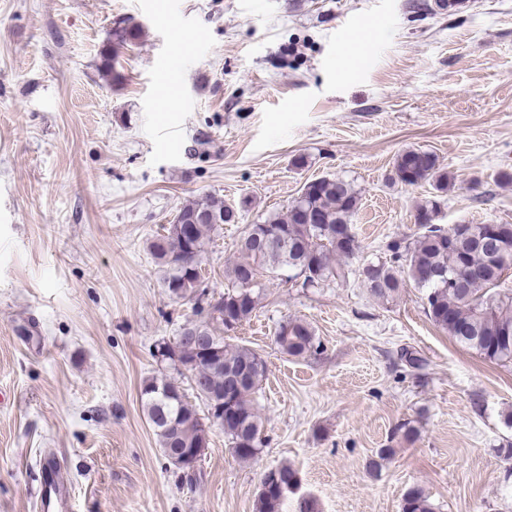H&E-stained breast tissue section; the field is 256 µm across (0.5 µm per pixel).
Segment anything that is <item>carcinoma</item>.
Listing matches in <instances>:
<instances>
[{
	"mask_svg": "<svg viewBox=\"0 0 512 512\" xmlns=\"http://www.w3.org/2000/svg\"><path fill=\"white\" fill-rule=\"evenodd\" d=\"M113 46L140 38V29L122 20L113 32ZM392 179L404 186L430 182L439 192L448 191V173L439 168L434 154L421 149L401 152L395 159ZM358 197L351 184L340 178L320 177L307 182L286 212L275 213L261 224H252L236 243V257L227 268L230 287L221 295L224 316L192 322L223 358L217 367L206 347L189 341H162L155 352L164 362L187 376L196 398L211 415L202 417L183 388L167 378H152L141 388L142 408L165 457L171 452L208 448L210 425L224 431L236 458L249 463L262 452V417L254 395L266 377L265 360L256 352L226 342L224 333L251 319L259 306L255 287L259 277L299 274L311 265L317 277L303 286L319 288L327 282L343 283L352 270L348 260L355 254L352 217ZM240 208L224 199L207 196L182 203L175 217L190 226V236L181 240L162 235L150 243V252L162 267V287L173 300H185L204 280L202 254L210 232L219 224H236ZM438 200L417 209L420 229L410 242L387 244L389 258L369 262L359 271L370 293L383 301L396 299L409 285L425 290L424 310L430 320L457 342L485 360L512 363L511 274H503L488 247L472 244V237L487 233L486 224H459L450 230L435 223ZM275 342L280 351L300 358L316 353L321 342L310 323L289 318L280 323ZM288 489H260L256 512H281ZM401 512H435L423 489L406 490Z\"/></svg>",
	"mask_w": 512,
	"mask_h": 512,
	"instance_id": "cac0c4a2",
	"label": "carcinoma"
}]
</instances>
